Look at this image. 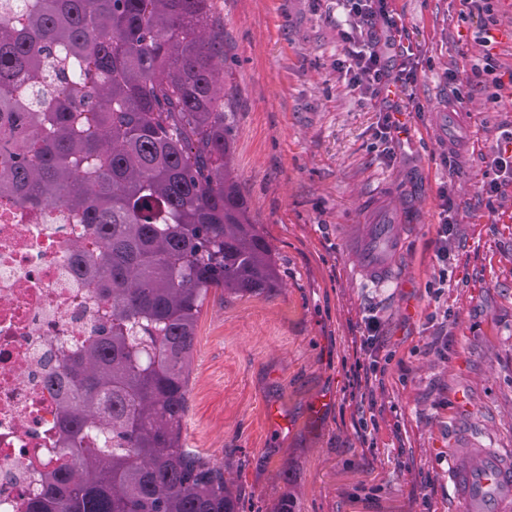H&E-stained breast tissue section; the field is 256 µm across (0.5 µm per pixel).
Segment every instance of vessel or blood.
Wrapping results in <instances>:
<instances>
[{"label": "vessel or blood", "instance_id": "obj_1", "mask_svg": "<svg viewBox=\"0 0 512 512\" xmlns=\"http://www.w3.org/2000/svg\"><path fill=\"white\" fill-rule=\"evenodd\" d=\"M448 479L467 512H512V451L468 448L465 461L449 468Z\"/></svg>", "mask_w": 512, "mask_h": 512}]
</instances>
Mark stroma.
Returning a JSON list of instances; mask_svg holds the SVG:
<instances>
[{"mask_svg":"<svg viewBox=\"0 0 512 512\" xmlns=\"http://www.w3.org/2000/svg\"><path fill=\"white\" fill-rule=\"evenodd\" d=\"M418 61L408 133L385 159L380 100L338 69L336 0H215L233 93L234 166L282 288L211 291L198 326L185 444L224 462L240 512H463L448 462L467 441L512 449V185L482 192L512 134V87H472L484 48L459 0H392ZM454 203L447 270L434 260L438 189ZM393 276L354 275L382 234ZM446 276L448 285L432 284ZM382 325L373 445L352 371L366 317Z\"/></svg>","mask_w":512,"mask_h":512,"instance_id":"35a3bbf8","label":"stroma"}]
</instances>
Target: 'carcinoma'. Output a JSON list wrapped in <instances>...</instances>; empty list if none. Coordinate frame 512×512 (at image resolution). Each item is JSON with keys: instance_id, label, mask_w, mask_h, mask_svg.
<instances>
[{"instance_id": "carcinoma-1", "label": "carcinoma", "mask_w": 512, "mask_h": 512, "mask_svg": "<svg viewBox=\"0 0 512 512\" xmlns=\"http://www.w3.org/2000/svg\"><path fill=\"white\" fill-rule=\"evenodd\" d=\"M214 0H0V199L62 209L108 315L57 385V461L26 512H238L186 448L209 293L280 287L243 198Z\"/></svg>"}]
</instances>
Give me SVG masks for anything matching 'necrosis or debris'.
<instances>
[{"label": "necrosis or debris", "mask_w": 512, "mask_h": 512, "mask_svg": "<svg viewBox=\"0 0 512 512\" xmlns=\"http://www.w3.org/2000/svg\"><path fill=\"white\" fill-rule=\"evenodd\" d=\"M95 236L63 212L27 216L0 204V512H25L58 427L51 368L102 323L105 305L72 268Z\"/></svg>", "instance_id": "obj_1"}]
</instances>
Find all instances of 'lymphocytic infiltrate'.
Returning a JSON list of instances; mask_svg holds the SVG:
<instances>
[{"label": "lymphocytic infiltrate", "mask_w": 512, "mask_h": 512, "mask_svg": "<svg viewBox=\"0 0 512 512\" xmlns=\"http://www.w3.org/2000/svg\"><path fill=\"white\" fill-rule=\"evenodd\" d=\"M350 23L339 28L338 35L346 46V55L339 69L345 73L351 86L371 99H382L379 136L391 143L395 133L401 132L404 105L391 99L390 90L408 91L417 79V65L412 56L395 59L392 51L400 45L406 32L399 27L391 7V0H342ZM383 347L381 323L377 318L366 319L360 336V350L364 360L353 374L359 387L354 398L371 395L370 384L382 382L385 373L377 362Z\"/></svg>", "instance_id": "obj_1"}]
</instances>
